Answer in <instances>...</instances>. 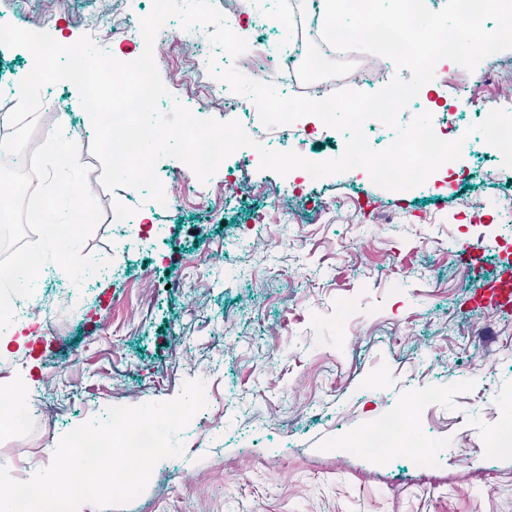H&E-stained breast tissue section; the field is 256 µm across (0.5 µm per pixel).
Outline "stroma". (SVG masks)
Instances as JSON below:
<instances>
[{
  "mask_svg": "<svg viewBox=\"0 0 512 512\" xmlns=\"http://www.w3.org/2000/svg\"><path fill=\"white\" fill-rule=\"evenodd\" d=\"M152 0H0V20L78 40L99 15L96 43L115 56L145 45L123 32ZM57 17L46 25L47 17ZM161 110L180 102L200 118L238 120L255 140L269 130L223 96L189 95L207 38L164 58ZM29 57L0 47V112L16 96ZM512 93V68L480 80L448 68L399 115L427 111L450 140L479 123L483 97ZM36 133L82 121L75 86L45 87ZM302 156L339 157L335 131L288 132ZM102 220L84 245L104 267L73 285L59 266L38 280V299L64 303L51 327L0 356V383L37 402L22 430L0 423V465L15 480L48 466L60 438L111 406L175 398L205 385L207 407L180 435L184 453L160 461L144 491L116 512H512V453L493 439L512 420V308L475 305L479 279L512 260V167L470 137L459 160L427 187L395 192L365 170L323 177L295 192L301 173L260 168L237 150L207 181L161 158L163 185L190 180L167 211L127 188L108 191L84 152ZM209 206L197 208L196 193ZM147 215L146 240L127 242L113 201ZM292 210L270 217L272 203ZM373 223H366L365 212ZM264 223H257L258 214ZM477 247L474 262L457 251ZM435 400H428V392ZM409 408L422 455L377 454L350 440Z\"/></svg>",
  "mask_w": 512,
  "mask_h": 512,
  "instance_id": "1",
  "label": "stroma"
}]
</instances>
